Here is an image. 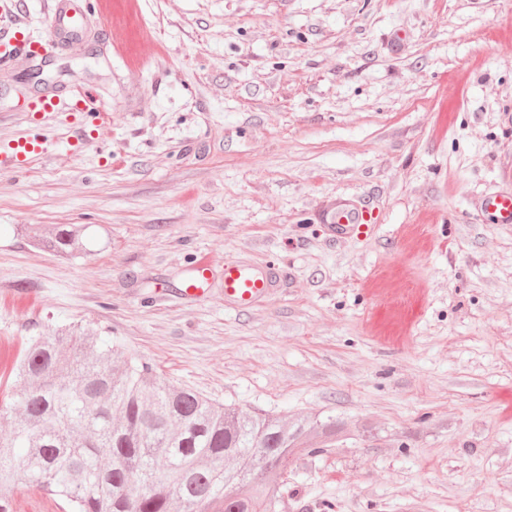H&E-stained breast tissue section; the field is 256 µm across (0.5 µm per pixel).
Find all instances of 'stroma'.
Listing matches in <instances>:
<instances>
[{"label":"stroma","instance_id":"35a3bbf8","mask_svg":"<svg viewBox=\"0 0 512 512\" xmlns=\"http://www.w3.org/2000/svg\"><path fill=\"white\" fill-rule=\"evenodd\" d=\"M71 92L101 126L25 109ZM36 125L0 168V407L25 339L78 323L212 402L335 419L276 512H512V224L472 208L512 163V0H98L0 70V154ZM338 197L373 224L333 237ZM64 224L73 258L23 232ZM231 258L279 287L227 306ZM11 149V155L8 157L9 161L20 163L30 162L43 151L42 142L36 131H32L26 136L19 138ZM8 158H5L2 163L5 164ZM209 268L206 262L200 261L192 270V275L185 283V292L190 295H203L209 287Z\"/></svg>","mask_w":512,"mask_h":512}]
</instances>
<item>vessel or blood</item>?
I'll return each mask as SVG.
<instances>
[{"label": "vessel or blood", "mask_w": 512, "mask_h": 512, "mask_svg": "<svg viewBox=\"0 0 512 512\" xmlns=\"http://www.w3.org/2000/svg\"><path fill=\"white\" fill-rule=\"evenodd\" d=\"M86 19L80 0H58L48 17L42 38L34 39L21 28H13L9 36L0 38V67L8 68L15 61L33 59L44 54L49 46L68 45L73 31L80 29ZM29 111L42 113L79 112L86 114L91 123H99L101 114L91 100L83 95L65 97L39 96L30 101ZM42 143L37 132L19 138L10 155L11 161L25 163L41 154ZM478 211L495 224H512V185L507 189H493L479 199ZM320 223L328 225L336 236H343L370 223L366 210L341 199L323 205L318 212ZM282 274L274 266H257L244 260L232 259L224 263V301L226 304L247 309L254 306L278 286ZM209 287V268L206 262L197 263L185 283L188 294H205Z\"/></svg>", "instance_id": "vessel-or-blood-1"}]
</instances>
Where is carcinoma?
<instances>
[{
    "label": "carcinoma",
    "mask_w": 512,
    "mask_h": 512,
    "mask_svg": "<svg viewBox=\"0 0 512 512\" xmlns=\"http://www.w3.org/2000/svg\"><path fill=\"white\" fill-rule=\"evenodd\" d=\"M31 239L82 251L74 228ZM12 375L21 400L0 431V512L20 474L62 512H275L289 457L307 449L305 421L161 384L78 324L28 337Z\"/></svg>",
    "instance_id": "obj_1"
}]
</instances>
